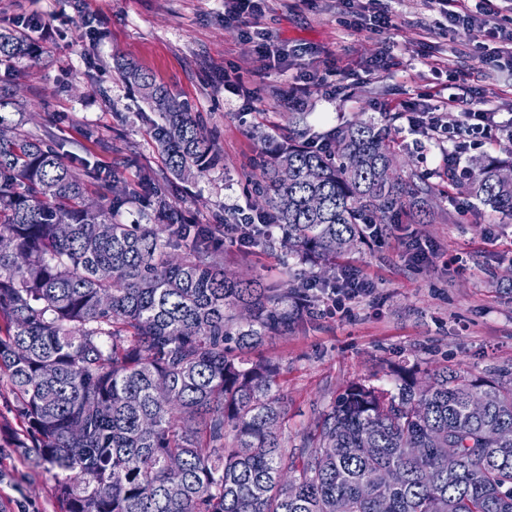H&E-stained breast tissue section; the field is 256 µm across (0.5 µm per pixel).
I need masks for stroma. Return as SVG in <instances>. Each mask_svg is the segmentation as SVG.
<instances>
[{"label":"stroma","mask_w":512,"mask_h":512,"mask_svg":"<svg viewBox=\"0 0 512 512\" xmlns=\"http://www.w3.org/2000/svg\"><path fill=\"white\" fill-rule=\"evenodd\" d=\"M389 33L344 21L340 0H264L258 20L225 19L224 0H0V30L31 10L49 30L31 58L0 62V86L20 103L13 118L24 131L53 138L72 159L115 171L128 184L141 168L166 170L150 136L156 119L139 91L121 75L132 63L197 112L222 155L221 164L181 184L174 200L186 221L215 224L237 207L255 209L256 167L269 135L280 143L325 136L354 118H375L397 131V170L447 189L430 223L404 219L337 259L373 280L372 297L328 316L302 318L269 339L263 356L280 364L286 406V445L298 443L321 410L352 381L388 383L396 366L448 368L492 376L512 366V219L450 187L439 167V145L407 131L402 105L449 94L481 97L498 120L512 119V69L491 60L494 46L481 25L463 40L427 0H383ZM292 51L288 71H258L252 26ZM397 59L370 74L368 61L385 46ZM448 61L454 76L435 74L430 57ZM240 76L249 100L225 92V74ZM309 77L299 124H289L287 98ZM94 131L87 140L85 131ZM435 241L441 256L414 264L401 252V235ZM227 268L267 281L296 279L306 267L285 258L279 242L247 249L224 239ZM20 431L13 396L0 389V512L32 501L37 512H59L54 480L24 460L13 444Z\"/></svg>","instance_id":"1"}]
</instances>
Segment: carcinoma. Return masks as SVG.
I'll use <instances>...</instances> for the list:
<instances>
[{
  "label": "carcinoma",
  "instance_id": "carcinoma-1",
  "mask_svg": "<svg viewBox=\"0 0 512 512\" xmlns=\"http://www.w3.org/2000/svg\"><path fill=\"white\" fill-rule=\"evenodd\" d=\"M31 43L0 32V59ZM158 114L151 137L176 180L221 155L195 113L154 77L122 71ZM0 88V382L13 395L17 450L55 480L60 512H512V371L421 378L393 389L350 382L298 445L282 436L280 366L255 352L317 308L305 285L224 267L222 224H185L149 187L147 223L126 224L137 190L94 171L108 205L89 198L56 142L18 129ZM320 152L296 140L260 165L262 211L240 224L319 277L366 238L364 224L432 216L435 188L385 174L397 153L386 128L355 119ZM512 159L475 161L465 191L512 218ZM457 469L448 471V449Z\"/></svg>",
  "mask_w": 512,
  "mask_h": 512
}]
</instances>
